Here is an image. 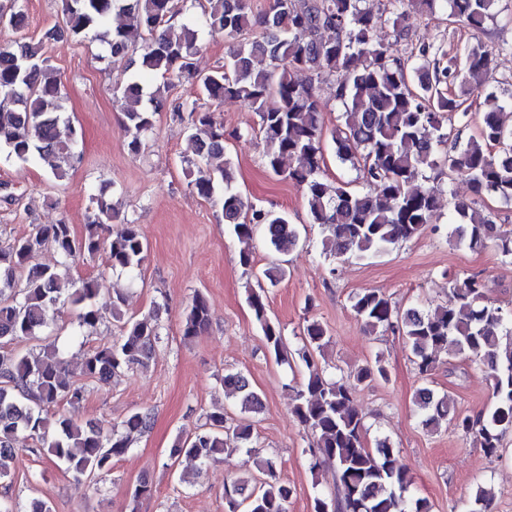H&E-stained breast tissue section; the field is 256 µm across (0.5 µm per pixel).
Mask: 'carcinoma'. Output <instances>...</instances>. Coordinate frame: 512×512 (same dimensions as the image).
<instances>
[{"instance_id": "1", "label": "carcinoma", "mask_w": 512, "mask_h": 512, "mask_svg": "<svg viewBox=\"0 0 512 512\" xmlns=\"http://www.w3.org/2000/svg\"><path fill=\"white\" fill-rule=\"evenodd\" d=\"M447 5L446 19L480 31L497 16L498 0H389L394 10L416 7L436 13ZM184 0H64V32L73 38L88 35L101 42L115 60L129 58L132 73L118 80L115 92L122 102L120 129L127 148L140 154L143 140L154 128L155 115L167 104L174 76L196 87L198 98L238 99L258 112V132L264 142V164L304 192L310 222L326 224L331 238L326 247L336 258L367 260L391 246L422 233L438 207L440 186L417 184L425 169L448 168V179H465L475 195L512 202V130L504 128L499 113L509 101L485 85L490 55L479 45L464 51L460 77L446 52L422 45L399 56L374 37L378 16L363 6L365 0H271L258 16L248 11L247 0H205L202 16L209 33L225 35L233 45L224 64L208 74L198 73L193 57L199 50L198 29L184 23L169 24L182 13ZM129 23L109 28L112 15ZM21 11L0 8V26L19 29ZM260 36H253L255 30ZM330 30L335 36L326 38ZM306 70L316 79L334 78L336 99L343 107L342 127L331 133L336 158L361 174L364 188L349 182H329L324 177V120L312 84L296 83L291 73ZM165 82L144 99L146 73ZM460 79L459 90L448 94V83ZM484 97L478 136L459 148L448 145L442 132L445 115L461 112L472 97ZM189 113L188 130L195 157L186 160L194 175L191 186L210 198L215 186H224V223L242 240L262 233L275 252L284 254L297 243L298 233L288 213L255 209L234 187L230 160L215 170L214 157L224 156V129L212 113L199 106L174 107ZM78 133L64 117L62 83L58 72L26 43L0 46V153L7 159L48 163L56 179L66 168L81 162L76 150ZM298 159L285 167V160ZM458 222L450 237L471 248L494 244L512 259V230H504L491 215L448 192ZM117 214L105 194L95 198L93 215L81 237L70 225L33 224L29 233L0 247V348L36 340L53 322L57 305L67 302L76 312L75 333L88 335L100 322L96 307L98 284L94 278L75 282L70 263L82 257L93 260L105 253L113 269L134 271L146 256L147 242L139 225L124 222L112 227ZM60 260L50 266L36 262L46 246ZM247 303L264 336L268 353L277 360L287 353L282 331L268 316L265 291L248 289ZM351 308L370 333L379 330L401 336L410 346L420 375L431 374L437 357L465 355L473 359L490 380L495 405L473 419L448 402V394L423 386L415 402L422 425L435 429L453 421L473 435L485 454L498 455L502 438L512 431V310L491 301L483 281L475 276L448 278V300L431 309L405 310L379 290H363L351 297ZM159 306L140 317L123 321L120 341L89 349L80 364L86 380L107 382L125 370L148 366L160 336ZM209 321V304L197 292L183 320L182 336L201 335ZM328 344L327 330L317 320H306L302 346L297 350L307 371L304 382L292 387V414L312 435L310 468L326 466L336 477L334 494L313 497V512H408L413 478L398 462V452L388 439L368 448L364 416L354 405L355 387L328 376L317 353ZM388 379L381 359L357 371L356 381ZM224 393L232 396L243 414H257L263 403L249 379L240 372L223 378ZM82 384L69 379L58 346L51 343L37 353L16 351L0 355V480L11 474L10 463L20 452L17 439L27 434L46 450L48 460L62 464L77 477L105 476L112 460L130 450L129 434L150 429L149 410H135L107 434L90 423L70 418L56 422L49 434L43 406L58 402L74 405L83 399ZM227 416L222 411L207 416L205 425L175 439L169 458L191 457L202 464L224 453ZM232 435L247 455L256 452L253 427L241 421ZM264 481L249 487L245 478L224 483L225 512H288L294 488L280 480L277 461L261 460ZM491 493L477 489L469 512H488Z\"/></svg>"}]
</instances>
